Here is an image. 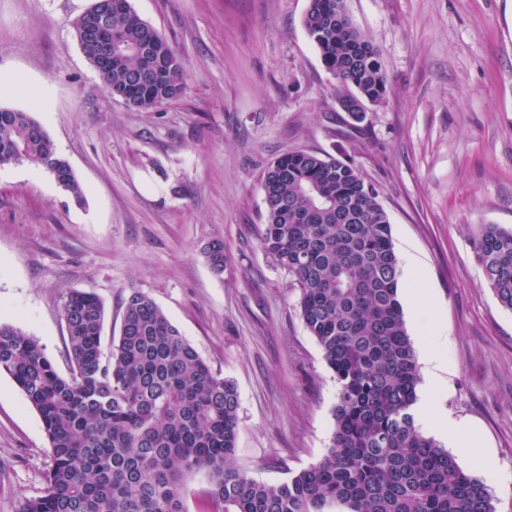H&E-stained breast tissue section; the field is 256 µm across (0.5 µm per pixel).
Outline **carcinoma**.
Returning a JSON list of instances; mask_svg holds the SVG:
<instances>
[{"label": "carcinoma", "mask_w": 512, "mask_h": 512, "mask_svg": "<svg viewBox=\"0 0 512 512\" xmlns=\"http://www.w3.org/2000/svg\"><path fill=\"white\" fill-rule=\"evenodd\" d=\"M341 0H310L304 27L336 79V102H382L389 80L374 43L336 19ZM88 17L74 22L89 62ZM127 49L101 74L123 94L134 78L161 79L132 97L151 109L183 91L168 42L132 8L112 17ZM44 168L65 191L83 190L43 127L28 112L0 109V163ZM261 248L300 290L306 328L339 385L333 444L315 464L279 484L234 465L239 397L147 294L123 300L118 337L102 347L105 307L71 290L62 316L67 374L40 342L0 323V374L19 387L42 422L50 465L40 495L16 512H187V478L209 476L210 512H496L486 486L421 434L411 412L420 377L399 301L389 217L359 169L290 151L264 172ZM473 255L499 303L512 310V228L480 224ZM204 255L224 271V243Z\"/></svg>", "instance_id": "1"}]
</instances>
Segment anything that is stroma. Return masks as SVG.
Segmentation results:
<instances>
[{
	"instance_id": "obj_1",
	"label": "stroma",
	"mask_w": 512,
	"mask_h": 512,
	"mask_svg": "<svg viewBox=\"0 0 512 512\" xmlns=\"http://www.w3.org/2000/svg\"><path fill=\"white\" fill-rule=\"evenodd\" d=\"M93 0H0L1 97L45 129L84 195L43 168L0 165V322L36 338L58 371L69 291L96 293L102 343L131 290L148 294L239 394L234 462L287 481L330 448L338 385L299 311L300 291L263 251L261 179L291 150L353 163L421 259L441 320L404 307L414 348L446 370L433 400L479 432L512 473V311L476 262L479 224L512 228V0H346L389 79L353 122L303 18L309 0H129L179 58L182 95L151 109L111 97L74 20ZM224 243L223 274L203 247ZM50 449L37 412L0 375V512L39 495Z\"/></svg>"
}]
</instances>
